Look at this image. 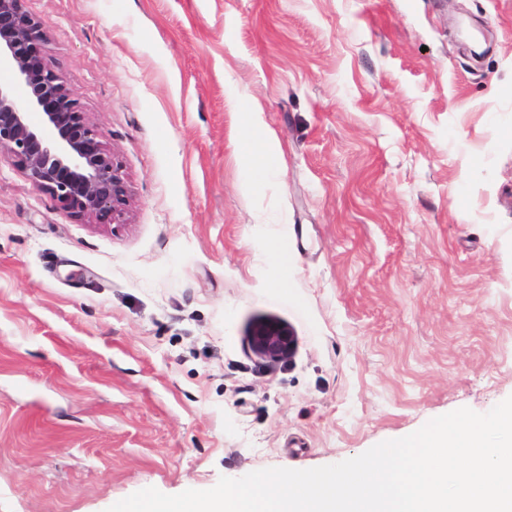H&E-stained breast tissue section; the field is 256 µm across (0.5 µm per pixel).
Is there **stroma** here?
<instances>
[{
	"instance_id": "obj_1",
	"label": "stroma",
	"mask_w": 512,
	"mask_h": 512,
	"mask_svg": "<svg viewBox=\"0 0 512 512\" xmlns=\"http://www.w3.org/2000/svg\"><path fill=\"white\" fill-rule=\"evenodd\" d=\"M24 7L126 197L76 217L0 160V512L335 464L512 396V0ZM255 113L253 112H245L244 113V126L245 130L248 133L246 135L245 144H246V152L250 154L254 159V170H253V184L260 185L264 183L269 176L270 171L263 165L261 157L259 155L260 149L254 150V141L251 136V130L254 128ZM252 343L261 357L276 362L290 357L294 338L289 331L283 328L265 325L254 332Z\"/></svg>"
}]
</instances>
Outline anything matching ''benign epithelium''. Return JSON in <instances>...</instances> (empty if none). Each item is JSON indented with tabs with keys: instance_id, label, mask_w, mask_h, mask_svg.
Listing matches in <instances>:
<instances>
[{
	"instance_id": "7a95c632",
	"label": "benign epithelium",
	"mask_w": 512,
	"mask_h": 512,
	"mask_svg": "<svg viewBox=\"0 0 512 512\" xmlns=\"http://www.w3.org/2000/svg\"><path fill=\"white\" fill-rule=\"evenodd\" d=\"M24 0H0V158L76 216L120 215L125 185L63 74L43 56L46 32ZM23 91L26 105L17 101ZM269 361L292 354L294 338L274 325L252 335Z\"/></svg>"
}]
</instances>
